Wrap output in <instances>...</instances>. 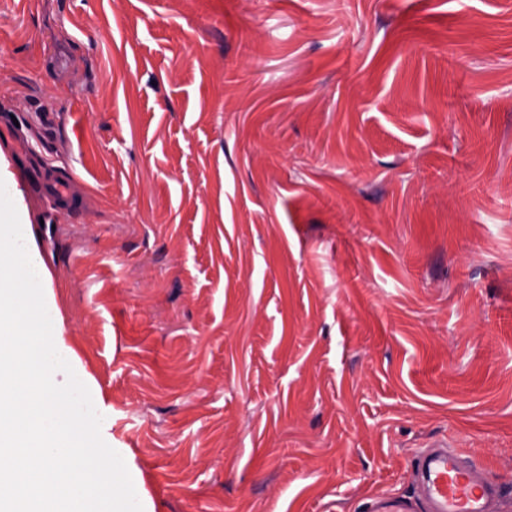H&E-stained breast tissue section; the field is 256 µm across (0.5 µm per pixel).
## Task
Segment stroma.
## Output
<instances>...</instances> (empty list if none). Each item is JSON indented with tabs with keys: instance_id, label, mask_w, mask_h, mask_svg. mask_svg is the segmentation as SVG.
Instances as JSON below:
<instances>
[{
	"instance_id": "obj_1",
	"label": "stroma",
	"mask_w": 512,
	"mask_h": 512,
	"mask_svg": "<svg viewBox=\"0 0 512 512\" xmlns=\"http://www.w3.org/2000/svg\"><path fill=\"white\" fill-rule=\"evenodd\" d=\"M0 181L143 512L512 495V0H0ZM69 172H62L49 164L27 166L29 191L33 195H50L51 201L58 210L76 212L72 198L67 190ZM412 478L416 499L378 497L369 512H496L505 497L482 463L446 439L415 455Z\"/></svg>"
}]
</instances>
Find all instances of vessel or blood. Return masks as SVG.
Wrapping results in <instances>:
<instances>
[{
	"label": "vessel or blood",
	"instance_id": "vessel-or-blood-1",
	"mask_svg": "<svg viewBox=\"0 0 512 512\" xmlns=\"http://www.w3.org/2000/svg\"><path fill=\"white\" fill-rule=\"evenodd\" d=\"M27 181L31 194L50 195L57 209L72 210L68 173L47 164L31 165ZM412 478L417 498L378 497L371 501L369 512H498L504 498L482 463L445 439L415 455Z\"/></svg>",
	"mask_w": 512,
	"mask_h": 512
}]
</instances>
